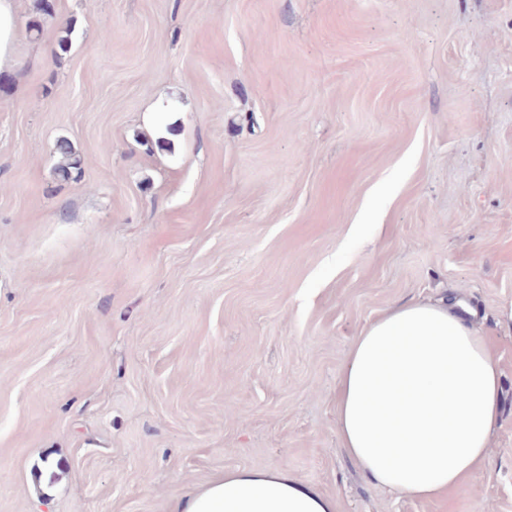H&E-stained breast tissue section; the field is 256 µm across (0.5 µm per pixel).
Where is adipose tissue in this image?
<instances>
[{
  "instance_id": "obj_1",
  "label": "adipose tissue",
  "mask_w": 512,
  "mask_h": 512,
  "mask_svg": "<svg viewBox=\"0 0 512 512\" xmlns=\"http://www.w3.org/2000/svg\"><path fill=\"white\" fill-rule=\"evenodd\" d=\"M454 299H412L351 344L337 386L342 448L371 484L419 500L482 463L500 421V371ZM169 512H336L335 498L288 469L235 468Z\"/></svg>"
}]
</instances>
